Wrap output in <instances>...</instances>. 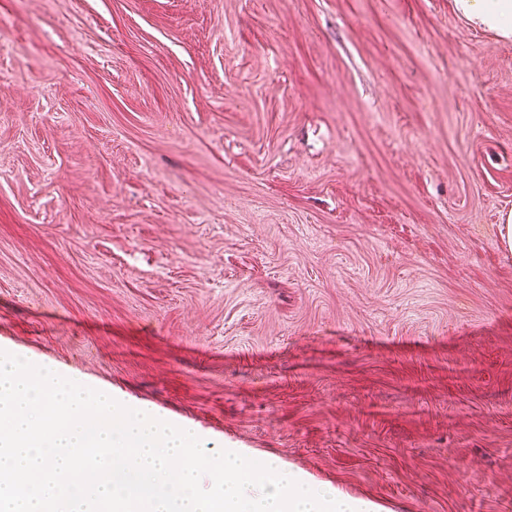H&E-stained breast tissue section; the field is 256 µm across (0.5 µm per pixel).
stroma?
Instances as JSON below:
<instances>
[{
	"label": "stroma",
	"instance_id": "obj_1",
	"mask_svg": "<svg viewBox=\"0 0 512 512\" xmlns=\"http://www.w3.org/2000/svg\"><path fill=\"white\" fill-rule=\"evenodd\" d=\"M512 36L454 0H0V351L381 512H512Z\"/></svg>",
	"mask_w": 512,
	"mask_h": 512
}]
</instances>
